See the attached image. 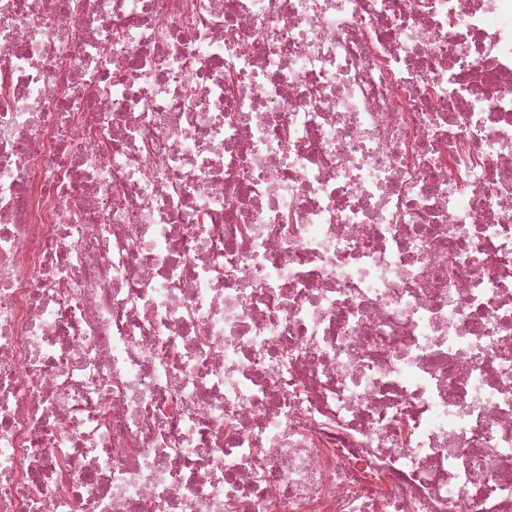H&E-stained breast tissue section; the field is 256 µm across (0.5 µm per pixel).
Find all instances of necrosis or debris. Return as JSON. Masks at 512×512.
<instances>
[{
	"label": "necrosis or debris",
	"mask_w": 512,
	"mask_h": 512,
	"mask_svg": "<svg viewBox=\"0 0 512 512\" xmlns=\"http://www.w3.org/2000/svg\"><path fill=\"white\" fill-rule=\"evenodd\" d=\"M0 512H512V0H0Z\"/></svg>",
	"instance_id": "4bbe7bcc"
}]
</instances>
